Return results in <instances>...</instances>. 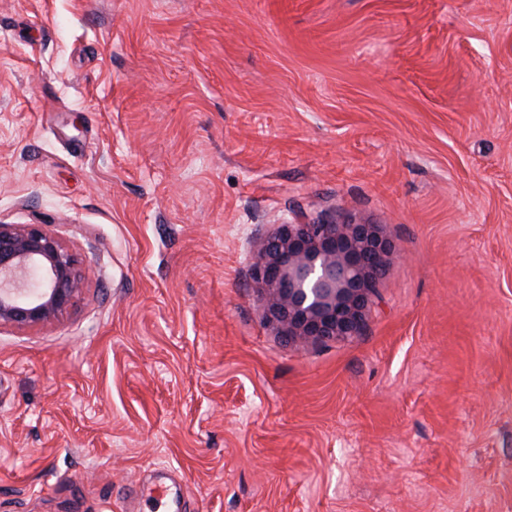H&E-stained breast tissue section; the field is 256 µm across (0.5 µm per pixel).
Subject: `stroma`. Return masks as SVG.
<instances>
[{
  "instance_id": "obj_1",
  "label": "stroma",
  "mask_w": 512,
  "mask_h": 512,
  "mask_svg": "<svg viewBox=\"0 0 512 512\" xmlns=\"http://www.w3.org/2000/svg\"><path fill=\"white\" fill-rule=\"evenodd\" d=\"M400 249L288 342L283 224ZM83 287L0 327V512H512V0H0V224Z\"/></svg>"
}]
</instances>
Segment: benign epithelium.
<instances>
[{"instance_id": "benign-epithelium-1", "label": "benign epithelium", "mask_w": 512, "mask_h": 512, "mask_svg": "<svg viewBox=\"0 0 512 512\" xmlns=\"http://www.w3.org/2000/svg\"><path fill=\"white\" fill-rule=\"evenodd\" d=\"M397 253L378 225L282 224L254 267L270 313L305 344L359 336L387 257ZM82 288L74 257L40 224H0V327L59 318Z\"/></svg>"}]
</instances>
